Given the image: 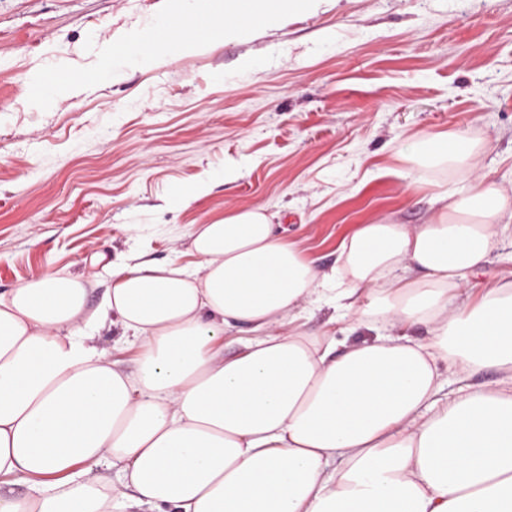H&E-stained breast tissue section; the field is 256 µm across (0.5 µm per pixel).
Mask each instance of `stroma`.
<instances>
[{"mask_svg":"<svg viewBox=\"0 0 512 512\" xmlns=\"http://www.w3.org/2000/svg\"><path fill=\"white\" fill-rule=\"evenodd\" d=\"M164 0H0V294L79 278L102 260L197 269L196 225L263 206L305 255L335 265L360 224H422L432 194L487 179L512 191V0H340L245 41L28 101L31 74L88 67ZM254 68H244V59ZM478 142L467 172L406 161L419 137ZM207 185L175 210L184 187Z\"/></svg>","mask_w":512,"mask_h":512,"instance_id":"35a3bbf8","label":"stroma"}]
</instances>
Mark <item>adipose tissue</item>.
<instances>
[{
  "label": "adipose tissue",
  "instance_id": "1",
  "mask_svg": "<svg viewBox=\"0 0 512 512\" xmlns=\"http://www.w3.org/2000/svg\"><path fill=\"white\" fill-rule=\"evenodd\" d=\"M475 149L451 133L410 157L462 169ZM431 204L360 225L327 270L256 206L197 225L198 270L113 266L96 310L55 273L0 295V512H512V281L468 285L512 193L475 180ZM306 302L372 339L337 351L298 326ZM108 319L135 373L95 345ZM484 368L495 385L443 398L445 370Z\"/></svg>",
  "mask_w": 512,
  "mask_h": 512
}]
</instances>
